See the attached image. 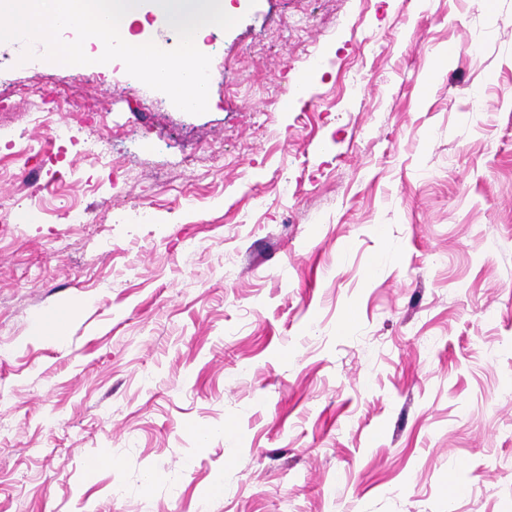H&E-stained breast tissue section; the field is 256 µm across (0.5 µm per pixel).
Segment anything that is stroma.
<instances>
[{
    "label": "stroma",
    "mask_w": 512,
    "mask_h": 512,
    "mask_svg": "<svg viewBox=\"0 0 512 512\" xmlns=\"http://www.w3.org/2000/svg\"><path fill=\"white\" fill-rule=\"evenodd\" d=\"M232 5L197 115L0 43V512H512V0ZM112 133L105 131L93 139L87 140L84 145V153L93 156L97 160H106L112 156Z\"/></svg>",
    "instance_id": "35a3bbf8"
}]
</instances>
